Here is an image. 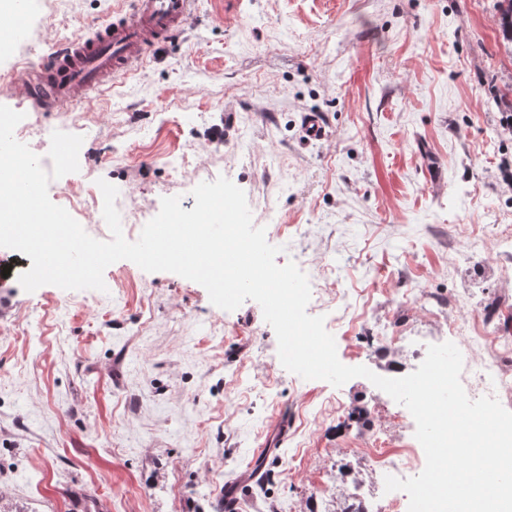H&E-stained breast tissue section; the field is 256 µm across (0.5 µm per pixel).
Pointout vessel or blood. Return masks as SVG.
Wrapping results in <instances>:
<instances>
[{
	"label": "vessel or blood",
	"instance_id": "obj_1",
	"mask_svg": "<svg viewBox=\"0 0 512 512\" xmlns=\"http://www.w3.org/2000/svg\"><path fill=\"white\" fill-rule=\"evenodd\" d=\"M194 0H132L130 9L113 16L93 34L69 42L28 74L20 94L42 111H65L86 99L114 74L140 62L150 47L177 37L192 15ZM29 0H12L10 39L21 37Z\"/></svg>",
	"mask_w": 512,
	"mask_h": 512
}]
</instances>
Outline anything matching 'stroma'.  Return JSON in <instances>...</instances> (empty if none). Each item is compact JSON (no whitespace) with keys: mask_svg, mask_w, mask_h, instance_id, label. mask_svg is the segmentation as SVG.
I'll use <instances>...</instances> for the list:
<instances>
[{"mask_svg":"<svg viewBox=\"0 0 512 512\" xmlns=\"http://www.w3.org/2000/svg\"><path fill=\"white\" fill-rule=\"evenodd\" d=\"M116 0H38L0 58V105L36 127L83 119L79 170L50 200L86 203L102 176L133 220L226 177L278 265L306 274L347 366L406 375L457 323L512 329V128L499 93L512 51L496 0H195L155 46L77 112L17 89L55 42L92 34ZM322 139H308V114ZM189 164H182V157ZM28 257L0 249V512H216L258 449L238 512H344L377 499L381 454L425 453L401 404L358 377L287 371L261 306L226 311L200 284L108 266V291H25ZM395 337L392 345L382 344Z\"/></svg>","mask_w":512,"mask_h":512,"instance_id":"stroma-1","label":"stroma"}]
</instances>
